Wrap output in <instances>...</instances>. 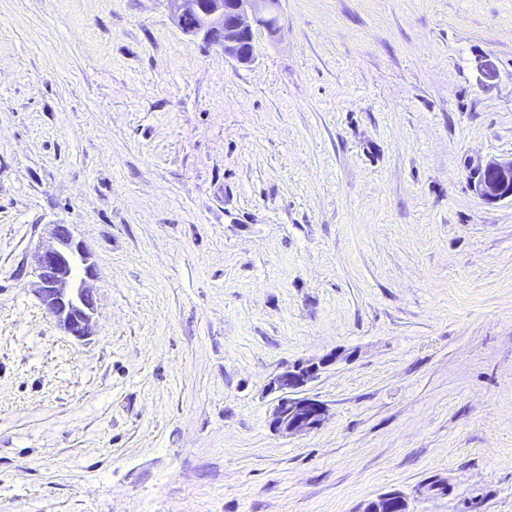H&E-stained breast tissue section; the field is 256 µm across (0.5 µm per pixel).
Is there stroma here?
Wrapping results in <instances>:
<instances>
[{
	"label": "stroma",
	"instance_id": "stroma-1",
	"mask_svg": "<svg viewBox=\"0 0 512 512\" xmlns=\"http://www.w3.org/2000/svg\"><path fill=\"white\" fill-rule=\"evenodd\" d=\"M0 0V512H512V0ZM491 59L493 81L478 70ZM97 332L29 288L52 225ZM322 427H268L286 366ZM177 26L186 35L224 50L239 62L252 60L254 29H273L280 0H166ZM471 189L487 202L512 200V157L487 160L479 167ZM408 502L399 492H387L362 504L360 512H408ZM395 507L403 510L393 511Z\"/></svg>",
	"mask_w": 512,
	"mask_h": 512
}]
</instances>
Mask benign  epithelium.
<instances>
[{"label": "benign epithelium", "mask_w": 512, "mask_h": 512, "mask_svg": "<svg viewBox=\"0 0 512 512\" xmlns=\"http://www.w3.org/2000/svg\"><path fill=\"white\" fill-rule=\"evenodd\" d=\"M166 2L183 33L219 46L225 55L242 63L254 56V29L274 28L280 8V0ZM471 189L487 202L512 200V157L487 160L479 167ZM52 235L54 243L37 251L31 288L68 335L83 339L96 328L95 301L89 285L95 266L89 251L74 240L68 225H54ZM333 361L330 356L316 362H299L274 377L272 386L281 395L269 421L273 432L294 435L323 425L327 416L325 404L301 395V391ZM396 507L408 512L406 498L393 491L367 500L360 512H393Z\"/></svg>", "instance_id": "7a95c632"}]
</instances>
